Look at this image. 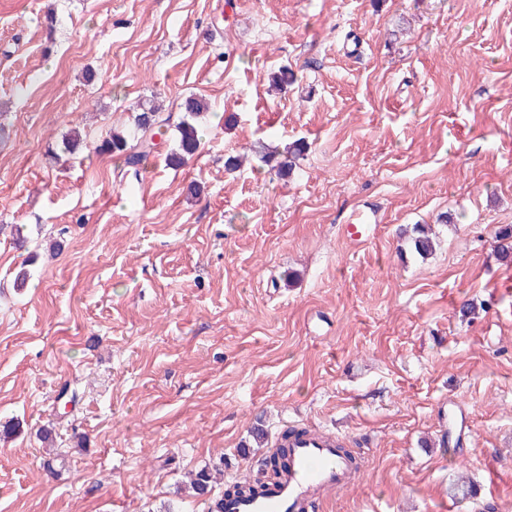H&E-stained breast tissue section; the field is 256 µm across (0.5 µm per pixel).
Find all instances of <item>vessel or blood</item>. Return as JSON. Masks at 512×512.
I'll return each mask as SVG.
<instances>
[{
    "instance_id": "vessel-or-blood-1",
    "label": "vessel or blood",
    "mask_w": 512,
    "mask_h": 512,
    "mask_svg": "<svg viewBox=\"0 0 512 512\" xmlns=\"http://www.w3.org/2000/svg\"><path fill=\"white\" fill-rule=\"evenodd\" d=\"M338 437L315 433L290 438L288 469L266 495L225 500L226 512H312L318 499L335 496L354 478Z\"/></svg>"
}]
</instances>
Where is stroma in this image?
Listing matches in <instances>:
<instances>
[{"mask_svg": "<svg viewBox=\"0 0 512 512\" xmlns=\"http://www.w3.org/2000/svg\"><path fill=\"white\" fill-rule=\"evenodd\" d=\"M191 95L184 166L96 152ZM297 139L288 178L224 166ZM508 224L512 0H0V512H206L189 472L222 494L296 423L367 461L316 512H512ZM404 237L410 251L423 260L432 255L435 250V241L429 235L428 230L420 224L414 225Z\"/></svg>", "mask_w": 512, "mask_h": 512, "instance_id": "1", "label": "stroma"}]
</instances>
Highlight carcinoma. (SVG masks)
I'll return each instance as SVG.
<instances>
[{"mask_svg": "<svg viewBox=\"0 0 512 512\" xmlns=\"http://www.w3.org/2000/svg\"><path fill=\"white\" fill-rule=\"evenodd\" d=\"M208 110L207 103L196 96L186 98L184 112L177 121L163 118L156 108H142L130 116L129 123L120 131H112L109 136L97 146L100 152H107L123 160L126 167L138 171L142 161L155 149L156 144L146 138V133L156 123L163 124L167 130H172L176 148L167 154L169 163L181 165L187 158L193 156L200 148L201 135L198 119ZM307 146L302 141H294L283 149L271 148L264 143H257L252 152L261 156L270 171L277 177L283 178L293 173L297 161L303 156ZM500 257L507 264H512V226L501 227L496 231ZM409 249L419 258L425 260L435 250V241L428 230L416 224L405 234ZM287 467L285 454L279 449L272 455L261 459L259 467L253 474L245 475L235 482L224 493V497L211 496L212 470L203 468L195 472L191 485L200 497H208L209 512H224V498H240L245 495L256 496L266 493L271 486V477L278 476Z\"/></svg>", "mask_w": 512, "mask_h": 512, "instance_id": "cac0c4a2", "label": "carcinoma"}]
</instances>
